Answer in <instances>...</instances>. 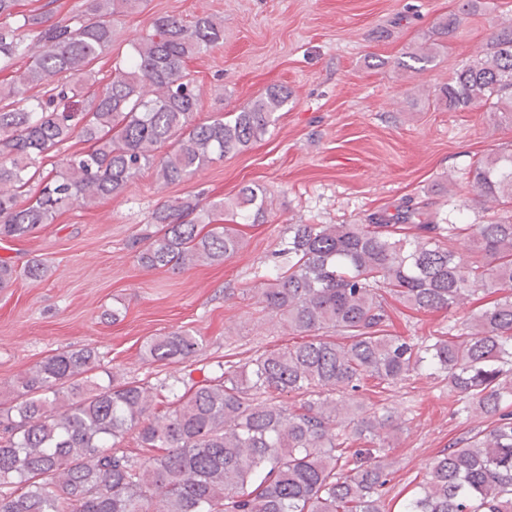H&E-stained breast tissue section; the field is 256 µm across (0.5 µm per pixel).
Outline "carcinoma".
Instances as JSON below:
<instances>
[{"label": "carcinoma", "mask_w": 512, "mask_h": 512, "mask_svg": "<svg viewBox=\"0 0 512 512\" xmlns=\"http://www.w3.org/2000/svg\"><path fill=\"white\" fill-rule=\"evenodd\" d=\"M16 2L0 0V71L27 57L0 81L1 240L118 195L145 170L165 183L188 180L257 141L291 96L273 86L228 120H201L186 63L219 43L222 21L155 18L102 82L93 63L112 47V17L140 0H86L70 22L47 26L16 18ZM481 5L460 0L440 34ZM22 29L34 32L27 45ZM410 60L426 65L433 52L394 65L410 69ZM37 87L45 94L28 95ZM436 103L512 112L511 23ZM75 134L87 147L64 151ZM469 192L497 213L446 226L407 204L366 224L288 225L283 263L264 274L259 304L309 339L243 365L227 360L220 376L181 392L103 381L88 348L31 367L0 395V512H392L388 449L399 425L385 408L353 411L350 396L414 374L446 380L459 411L491 426L449 444L398 512H512V153L477 161ZM223 214L264 222L263 192L245 185L227 207L197 196L160 204L154 230L134 242L136 261L166 271L224 262L242 234ZM16 278L0 258V289ZM386 293L418 312L466 299L477 307L462 328L415 343L393 331ZM324 329L340 339L317 335ZM199 350L192 332L176 330L148 338L143 356L179 364ZM285 393L299 405H281ZM130 434L134 452L121 446Z\"/></svg>", "instance_id": "obj_1"}]
</instances>
